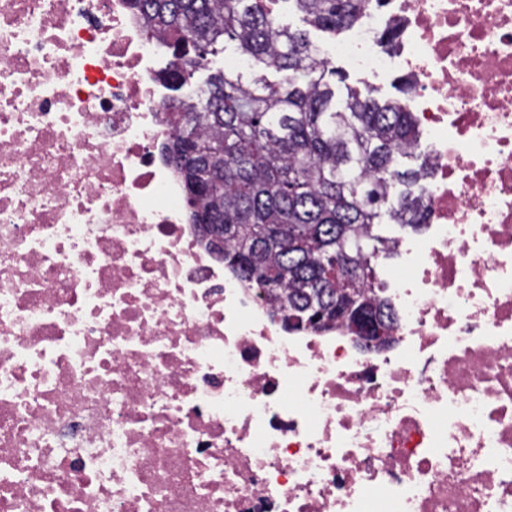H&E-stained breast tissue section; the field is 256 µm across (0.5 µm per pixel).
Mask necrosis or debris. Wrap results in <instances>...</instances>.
Masks as SVG:
<instances>
[{
  "label": "necrosis or debris",
  "mask_w": 512,
  "mask_h": 512,
  "mask_svg": "<svg viewBox=\"0 0 512 512\" xmlns=\"http://www.w3.org/2000/svg\"><path fill=\"white\" fill-rule=\"evenodd\" d=\"M431 175L390 347L198 240L132 0H0V512H512V0H366Z\"/></svg>",
  "instance_id": "obj_1"
}]
</instances>
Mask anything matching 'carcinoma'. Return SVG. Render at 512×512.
Returning a JSON list of instances; mask_svg holds the SVG:
<instances>
[{
	"label": "carcinoma",
	"mask_w": 512,
	"mask_h": 512,
	"mask_svg": "<svg viewBox=\"0 0 512 512\" xmlns=\"http://www.w3.org/2000/svg\"><path fill=\"white\" fill-rule=\"evenodd\" d=\"M332 35L360 0H293ZM149 32L200 59L234 41L252 64L280 74L246 85L212 74L167 113V154L183 180L192 224L224 225V267L270 294L273 313L318 310L331 326L395 316L374 294V260L389 240L378 224L425 223L430 175L413 113L371 90L346 88L304 30L281 26L262 0H134Z\"/></svg>",
	"instance_id": "1"
}]
</instances>
